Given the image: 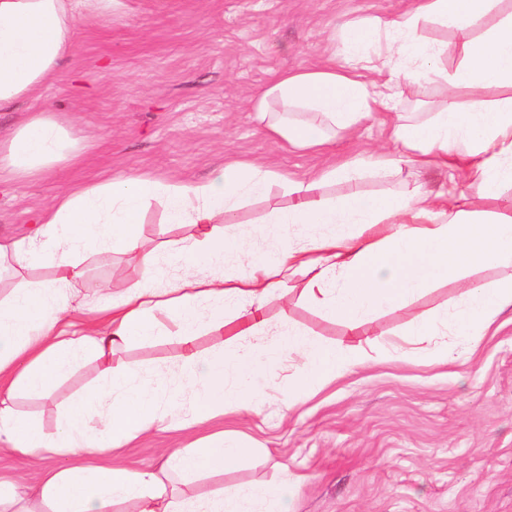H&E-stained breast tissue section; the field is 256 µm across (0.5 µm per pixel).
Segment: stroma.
Wrapping results in <instances>:
<instances>
[{
    "label": "stroma",
    "instance_id": "stroma-1",
    "mask_svg": "<svg viewBox=\"0 0 512 512\" xmlns=\"http://www.w3.org/2000/svg\"><path fill=\"white\" fill-rule=\"evenodd\" d=\"M122 8L87 15L75 49L43 100L81 134L78 157L44 175L0 182V236L19 238L33 212L49 207L65 187L90 186L120 175L161 181L201 180L227 161H255L302 179L328 163H344L387 147L385 113L332 138L324 151L275 143L250 103L276 73L318 67L348 21L395 18L412 0H123ZM288 205L272 184L262 199L232 215L241 237L260 255L272 252L258 230ZM171 224L154 200L141 217L145 248L194 235ZM82 286L106 294L136 275L133 255L82 258ZM468 278L433 289L408 304L377 313L362 336L312 308L299 290L272 299L270 330L248 345L262 349L291 325L327 345H361L371 360L285 407L273 394L254 411L227 409L209 421L155 431L119 449L140 470L159 469L164 454L197 447L228 432L253 456L220 476L198 477L187 493L207 496L224 486L289 483L291 512H512V312L488 332L447 335L448 363L412 353L407 330L423 316L453 308ZM179 336L130 343L114 366L177 374ZM96 363L81 364L42 397H16L17 409L55 433L63 408L92 387Z\"/></svg>",
    "mask_w": 512,
    "mask_h": 512
}]
</instances>
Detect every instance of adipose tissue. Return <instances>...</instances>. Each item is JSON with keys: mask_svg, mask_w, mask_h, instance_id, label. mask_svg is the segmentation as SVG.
Wrapping results in <instances>:
<instances>
[{"mask_svg": "<svg viewBox=\"0 0 512 512\" xmlns=\"http://www.w3.org/2000/svg\"><path fill=\"white\" fill-rule=\"evenodd\" d=\"M120 0H0V112L28 101V115L0 141V178L26 179L77 156L78 138L41 103V91L57 78L60 61L76 46L83 11H111ZM503 0H414L396 18L378 16L346 24L337 60L313 70L278 75L253 109L273 140L300 147L324 145L325 128L354 131L374 112L389 116L390 152L364 153L309 180L288 183L287 210L274 213L261 233L272 239L270 257L247 253L237 225L225 216L246 197L265 194L276 173L254 164H227L203 181L163 183L142 177L108 180L62 192L22 238L0 240V269L11 296L0 300V444L43 467L37 505L23 512H115L135 500L141 512H258L267 502L290 512V485L222 489L204 498L182 495L177 486L203 471L236 468L252 450L241 440L213 435L199 447L167 453L159 471L101 463V456L154 429L169 427L171 391L165 376L151 387L136 382L133 368L117 369L113 354L133 341L163 335V313L178 326L186 355L181 389L194 400L185 420L201 423L225 407L254 410L264 401L284 358L296 355L285 405L297 393L320 387L363 365L360 346L330 348L288 329L263 353L245 348L199 357L202 327L224 331L230 342L268 327L265 308L273 296L302 282V297L324 314L357 331L368 317L402 305L436 283L468 271L512 266V209H473L465 187L477 186L488 202L512 193V10ZM426 24L450 28L452 43H425ZM434 81L444 96L402 112L406 89ZM437 169L446 188L423 190L416 175ZM400 176L397 191L369 196L356 191L329 199L320 183L353 186L367 173ZM163 199L173 221L195 224L192 239H172L144 249L139 216ZM316 231L291 241L294 226ZM122 251L137 258V275L109 294L106 303L85 293L79 261L85 254ZM246 260L248 275L224 272L228 256ZM188 270L168 287L156 281L165 261ZM50 262L56 276L29 278V269ZM512 311V277L466 288L452 315H434L412 325V341L447 362L444 329L458 336L487 330ZM99 364L97 385L62 413L56 434L15 408L17 394H42L85 359Z\"/></svg>", "mask_w": 512, "mask_h": 512, "instance_id": "1", "label": "adipose tissue"}]
</instances>
